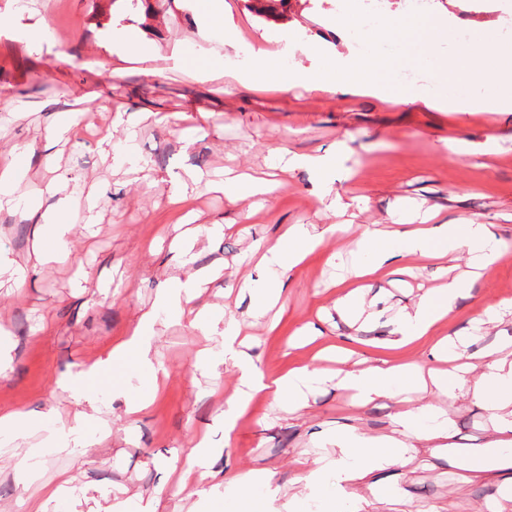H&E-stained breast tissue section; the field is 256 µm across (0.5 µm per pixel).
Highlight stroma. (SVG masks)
<instances>
[{
    "label": "stroma",
    "mask_w": 512,
    "mask_h": 512,
    "mask_svg": "<svg viewBox=\"0 0 512 512\" xmlns=\"http://www.w3.org/2000/svg\"><path fill=\"white\" fill-rule=\"evenodd\" d=\"M259 0H224V13L254 48L277 51L280 38L311 40L324 47L354 41V30L338 26L345 0H289L270 15ZM151 42L156 52L145 61L124 60L125 34ZM210 58L215 76L177 65L174 55ZM244 57L224 44L201 18L198 0H0V110L18 114L0 131V152L27 147L26 172L19 180L20 211H0V251L14 257L30 250L32 226L23 208L50 205L48 182L77 184L78 196L94 192V235L76 230L63 264L28 273L22 289L0 283V328L8 332L9 367L0 375V412L35 417L47 407L68 413L71 401L54 382L77 375L114 340L126 335L141 308L149 306L172 277L193 268L224 267L222 278L186 305L180 321L157 325L153 349L167 371L151 385L145 371L124 367L93 385L109 419L112 435L95 444L88 427L87 447L74 452L40 448L35 438L0 436V512H27L18 499L19 474L13 465L29 458L34 486H65L51 512H115L139 497L152 512H198L208 497L213 512H233L227 484L249 470H266L269 486L260 492L269 512H289L300 471L316 470L333 452L331 431L354 429L370 436L393 433L403 407L390 398L353 405L347 392L327 382L295 409L291 399L253 397L225 435L222 412L234 393L231 364L212 375L195 367L207 340L191 325L194 313L211 306L234 315L240 338L266 379L289 370L322 364L345 371L355 362L387 359L433 367L436 337L470 334L473 317L512 300V112H442L422 102L394 103L366 95L309 93L297 88L229 86L222 72ZM201 125L192 139L185 127ZM132 146L137 172L117 167L99 142ZM451 139L466 141L470 155L452 156ZM325 155L342 151L332 189L351 205L349 215L323 199L316 173L298 168L281 175L263 206L229 203L223 193L193 184V172L222 179L225 168L264 177L278 152ZM187 188L189 208L200 223L222 224L223 237H199L193 265L179 266L167 244L165 226L179 223L184 208L171 203L169 189ZM435 213L437 222L471 219L495 225L504 243L498 261L474 283L442 321L435 336L388 348L396 314L441 283V271L469 273L467 257L410 259V272L363 280L379 299L378 315L349 326L336 312L339 288L330 286L336 264L351 243L373 225L389 224L409 212ZM348 229L325 242L284 279L275 321L257 319L239 288L259 277L257 247L274 244L291 224H340ZM87 278L75 281L77 267ZM318 332L312 343L296 346L297 330ZM472 334V333H471ZM154 392L136 416L126 400ZM455 448H481L493 440V425L479 403L446 404ZM207 437L216 450L206 479L180 488L196 438ZM394 490L402 512H512V473L488 471L464 478L452 457L418 446L403 467L371 473L356 487L337 486L321 477L319 498L337 501L343 512H390L378 502L379 487ZM483 498H476V491Z\"/></svg>",
    "instance_id": "obj_1"
}]
</instances>
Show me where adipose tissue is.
<instances>
[{
  "label": "adipose tissue",
  "instance_id": "ef3b65f1",
  "mask_svg": "<svg viewBox=\"0 0 512 512\" xmlns=\"http://www.w3.org/2000/svg\"><path fill=\"white\" fill-rule=\"evenodd\" d=\"M26 219L35 226L30 253L18 259L0 252V276L13 278L16 287H23L29 269L68 257L67 241L72 225L51 222L47 212L31 207ZM330 224L316 229L305 224L291 225L274 245L265 248L260 263L262 280L245 283L251 296L253 314L262 317L273 301L282 297L284 276L298 265L325 237L338 232ZM503 243L494 225L469 222L466 224H425L414 226L412 217L396 220L393 229L367 231L356 242L351 252V265L359 277H369L379 270L400 265L412 257L444 258L448 254L464 252L469 265L478 270L492 266L499 258ZM219 267L195 270L187 278H173L168 288L156 297L151 307L140 312L126 336L115 340L86 367L80 375L66 381L73 409L67 419H60L56 408H48L42 420H26L17 411L0 414V434L25 436L40 433L49 445L59 443L83 444V432L88 421L98 419V401L87 390V379L112 370L115 366L134 363L142 369H153L151 339L161 315L176 316L182 303L198 296L200 288L218 278ZM472 278L454 276L439 288L429 291L412 307L403 309L397 318V329L388 343L397 346L432 335L437 325L451 312L457 300L469 292ZM194 323L205 335L216 337L218 346L204 350L197 358L200 368L216 361H232L239 373L240 386L228 400L224 410V430L232 432L239 413L255 394L267 391L274 398L290 396L304 399L316 384L324 380V372L313 366H304L288 375L265 378L256 371L249 354L236 344L239 325L235 318L220 320L208 309L198 310ZM471 344L470 337L448 336L437 340L434 351L440 356L456 359L457 374L447 378L444 373L423 372L416 364H392L379 361L348 372L339 382L341 388L352 394L353 403H368L384 396H403L431 380L437 392L454 401L472 396L495 422L496 437L485 448H458L454 451L457 468L465 474H477L488 469H512V360L482 353L483 371L477 380H470L471 367L464 358ZM450 420L447 413L432 403H424L404 412L397 434L368 437L353 431L335 435L338 451L326 458L323 470L333 472L338 483H354L369 473L389 465L406 463L414 443L427 442L443 449L449 438Z\"/></svg>",
  "mask_w": 512,
  "mask_h": 512
}]
</instances>
